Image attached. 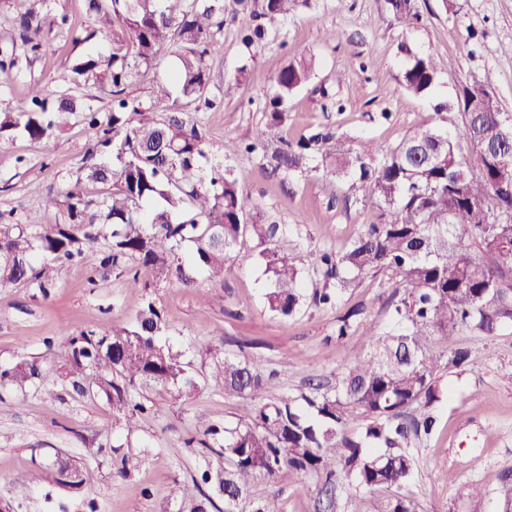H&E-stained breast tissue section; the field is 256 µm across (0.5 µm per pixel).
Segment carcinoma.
<instances>
[{
  "label": "carcinoma",
  "instance_id": "carcinoma-1",
  "mask_svg": "<svg viewBox=\"0 0 512 512\" xmlns=\"http://www.w3.org/2000/svg\"><path fill=\"white\" fill-rule=\"evenodd\" d=\"M47 2L11 0L17 40L33 57L48 48L42 33L49 14L36 8ZM163 2L85 0L88 15L127 39L126 49L108 55L91 51L72 67L75 88L97 86L111 98L110 111L93 109L75 93L51 98L34 82L21 109L0 113V140L18 135L47 140L79 119L98 131V146L107 156L85 158V177L102 192L90 198L77 186L69 190L62 222L45 228L32 213L21 224H0L1 285L23 281L44 291L57 266L101 242L102 268L135 262L193 288L199 273L224 279L239 239L248 235L267 244L279 233L277 224L246 223L253 203L230 168L217 164L204 173L206 137L197 124L161 118L152 108L134 105L125 90L139 69L156 65L177 39L187 49L177 69L155 82L156 102L169 99L174 84L183 96L214 108L206 58L211 29L224 22V11L250 14L243 42L251 47L265 39L267 24L287 16L299 0H180L175 10ZM389 5L401 27L418 22L410 0ZM401 49L406 52L402 86L416 97L428 96L437 81L434 60ZM311 70L312 62L301 59L273 74L276 92L249 149L278 137L288 100ZM491 85L489 77L466 85L452 102L440 104L442 110L461 111L470 160L435 126L390 150L364 140L347 144L318 131L267 156L271 167L287 173L348 178L351 188L372 202L373 217L346 251L315 254L324 280L313 293L315 304L332 303L337 290L350 285L344 272L358 277L389 271L404 292L392 303L397 328L388 332L374 333L358 310L337 319V338L359 332L369 337L370 351L350 356L331 391L318 383L308 395L267 402L272 377H263L251 361L226 357L215 364L214 387L256 402L252 422L205 431L224 437L223 445L206 446L224 458V468L200 475L201 483L224 499V512H237L242 502L253 512H274L270 501L252 497V488L280 484L291 474L315 481L316 512H342L349 486L386 493L378 512H418L416 501L402 493L416 468L409 445L434 426L429 408L439 401L438 371L468 359L454 347L455 336L463 328L491 335L512 323V191L500 187L507 179L501 162L512 161V113L501 111ZM262 259L270 280L269 309L292 314L302 298L300 270L276 248L264 249ZM164 331L161 311L149 302L130 329L69 338L60 350L63 368L79 377L81 391L96 389L118 410L127 408L137 388L172 387L188 394L196 386L189 363L162 343ZM36 378L43 375L34 362L0 372V380L20 390ZM353 422L361 429L357 437L347 432ZM495 481L499 503H512V472L496 474Z\"/></svg>",
  "mask_w": 512,
  "mask_h": 512
}]
</instances>
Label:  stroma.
<instances>
[{
  "label": "stroma",
  "instance_id": "35a3bbf8",
  "mask_svg": "<svg viewBox=\"0 0 512 512\" xmlns=\"http://www.w3.org/2000/svg\"><path fill=\"white\" fill-rule=\"evenodd\" d=\"M413 4L420 20L404 30L387 0H304L269 25L254 56L241 41L249 14L225 12L212 35L216 50L207 58L219 99L212 109L177 90L156 104L151 70L141 69L131 80L126 93L134 103L162 116L181 113L204 131L202 165L232 168L255 203L248 223L280 224L276 244L302 270L303 298L292 315L269 310L263 247L249 237L236 246L224 279L203 277L195 288L142 267L140 288L130 289L127 274L101 268L96 246L80 261L59 267L48 293L27 282L0 286V370L34 360L55 377L51 386L36 381L22 391L0 385V512H189L173 491L193 487L201 468L217 464V455L201 446L205 429L250 421L254 411L252 400L225 396L211 385L215 357L248 358L263 373H274V395L297 396L307 392L309 378L335 381L351 354L367 350L362 334L337 338L338 317L359 309L375 331L392 328L395 280L389 273L362 275L333 306L312 300L323 285L312 267L315 252H343L368 222L370 202L346 181L272 172L261 152L247 153L245 146L275 93L273 73L305 57L313 59L314 69L288 102L284 141L327 130L389 150L436 125L447 128L458 152L468 155L461 113H440L436 106L489 75L502 111L512 113V0ZM50 8L58 22L43 36L52 50L30 62L19 60L0 75V112L16 111L31 82L53 94L70 88L78 58L115 44L111 32L96 31L83 0H51ZM326 29L336 31V41L322 39ZM406 46L437 64L438 81L427 97L408 94L400 83ZM97 141L96 132L76 120L48 141L19 136L0 142V213L15 224L31 211L41 212L44 224L61 222L62 208L47 209L43 202L77 185L96 196L97 185L80 176ZM148 300L161 309L165 338L189 362L196 388L187 397L160 387L133 391L132 402L147 412L129 431L105 396L73 387L56 349L68 334L105 336L130 326ZM456 345L469 358L440 373L447 395L434 409L432 432L411 445L417 467L406 492L419 512H500L494 495L464 504L456 492L512 468V324L492 336L461 330ZM59 457L80 467L84 481L78 488L59 482L53 467ZM124 457L129 466L122 476L116 469ZM29 472L38 474L37 483L24 482ZM255 495L271 501L276 512H314L315 484L301 475L259 485Z\"/></svg>",
  "mask_w": 512,
  "mask_h": 512
}]
</instances>
